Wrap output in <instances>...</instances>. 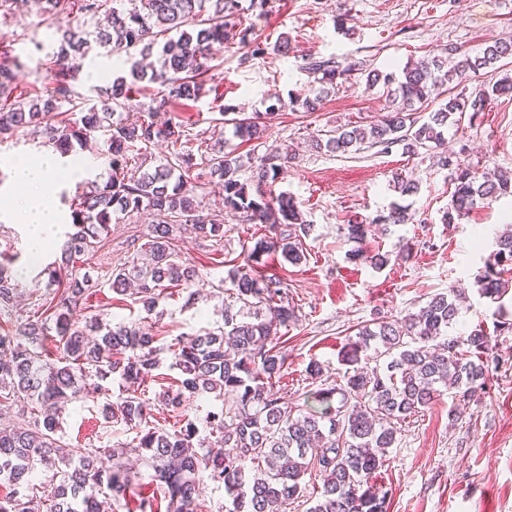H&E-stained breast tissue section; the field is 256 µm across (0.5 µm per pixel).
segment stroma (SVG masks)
Listing matches in <instances>:
<instances>
[{"label":"stroma","instance_id":"obj_1","mask_svg":"<svg viewBox=\"0 0 512 512\" xmlns=\"http://www.w3.org/2000/svg\"><path fill=\"white\" fill-rule=\"evenodd\" d=\"M344 18L353 28L346 36L336 27ZM256 35L291 39L284 56H268L240 65V52L231 48L216 60L225 105L262 116L261 139L242 142L232 131L224 133L225 151L240 156L264 154L281 147L292 156L273 183L275 192L294 197L312 226L303 240L305 258L293 265L281 256L267 257L264 274L281 279L297 320L284 337L288 360L276 387L286 392L292 406L304 407L307 392L334 385L345 367L341 352L358 327L380 317H404L417 312L430 296L451 288L462 291L459 321L453 335L464 336L482 328L491 336L486 388L478 401L459 405L447 391L430 408L400 424L398 440L386 455L384 467L371 481L387 493L386 512H512V334L497 333L498 318L512 319V292L496 304L481 297L477 280L494 249V240L512 222V196L492 206L476 207L457 224L442 221L453 187L448 171L435 153L409 155L401 147L389 153L371 149L338 157L315 150L313 138L344 125L365 126L384 113L381 89L366 90L362 69L403 67L407 61L443 55L448 44L480 52L492 39L512 38V0H271L268 12L252 20ZM16 35V55L22 66L15 72L20 90L36 96L50 84L41 68L44 46L55 43L51 29L37 15L32 0H17L7 18H0V35ZM336 56L355 64L356 70L324 99L314 112L289 108L271 110L273 96H304L310 78L303 71L306 55ZM138 51L115 57L92 50L83 62L76 86L82 94L110 86L127 73ZM448 149L464 163L487 171L512 170V99H498L486 112L449 129ZM89 166L83 180L63 182L55 203L69 216L70 198L89 189V183L108 175L101 144L82 150ZM416 180L418 191L403 198L391 187L394 173ZM405 201L409 223L373 225L364 242L347 237L348 219L376 215L396 201ZM151 218L141 213L111 224L108 241L76 268L89 275L95 287L82 300L74 316H92L113 322L141 321L169 346L180 336L221 322L223 303L231 302V274L246 262V249L265 232L264 225L244 214L224 213V242L211 243L186 236L177 246L200 272L191 289L167 288L162 314L145 315L132 296L112 291L107 279L113 268L130 260L132 240H145ZM364 257H355V250ZM0 251L13 268H27L23 295H30L39 272L28 255L22 225L0 222ZM391 254V261L374 268L366 254ZM195 304H187L189 291ZM158 368L138 387L149 400L154 425L172 428L162 394L178 376L170 369L171 356L161 353ZM319 362L323 374L311 379L310 362ZM125 391L120 379L104 381L102 389L86 388L68 406L61 420L63 440L74 452L108 448L126 440L122 431H109L102 410L106 402H119ZM461 408L459 419L449 412Z\"/></svg>","mask_w":512,"mask_h":512}]
</instances>
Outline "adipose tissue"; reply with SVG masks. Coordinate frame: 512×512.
Returning a JSON list of instances; mask_svg holds the SVG:
<instances>
[{
  "label": "adipose tissue",
  "mask_w": 512,
  "mask_h": 512,
  "mask_svg": "<svg viewBox=\"0 0 512 512\" xmlns=\"http://www.w3.org/2000/svg\"><path fill=\"white\" fill-rule=\"evenodd\" d=\"M64 166L74 176L84 169L83 163H66L56 154L16 159L11 165V189L0 192V222L24 225L28 250L36 258L44 255L60 231L55 194L57 173Z\"/></svg>",
  "instance_id": "adipose-tissue-1"
}]
</instances>
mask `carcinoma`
Segmentation results:
<instances>
[{
    "instance_id": "obj_1",
    "label": "carcinoma",
    "mask_w": 512,
    "mask_h": 512,
    "mask_svg": "<svg viewBox=\"0 0 512 512\" xmlns=\"http://www.w3.org/2000/svg\"><path fill=\"white\" fill-rule=\"evenodd\" d=\"M35 2L60 34L44 63L51 87L36 97L17 91L14 69L21 62L8 46L0 45V143L29 128L60 153L75 155L88 140L101 137L109 159L107 180L72 199L75 232L65 233V263L95 251L112 218L150 212L154 224L149 240L140 246L148 261L141 264L133 254L112 271L110 288L124 295L136 285L144 311L155 312L167 285L187 286L197 277L195 266L175 249L178 234L188 230L203 241H224V216L206 212L196 196L199 169L208 172L224 208L268 225L269 234L248 249V264L232 272L239 308L226 307L223 325L200 330L166 349L133 323L113 324L97 317L83 325L76 321L73 313L88 290V280L77 273L67 281L51 316L35 311L17 328L24 340L0 334V398L14 401L23 418L16 422L0 416V483L9 488L0 496V512H30L34 502L45 503L49 512H100L104 488L116 502L129 493L137 495L138 512H154V498L137 491L124 462L132 453L152 470L151 484L164 492L166 512H198L202 476L224 485L228 512H282L300 497L302 479L312 472L322 487L308 512H386V495L368 479L384 466L386 450L397 440V424L429 408L450 385L464 402L480 395L488 373L483 356L491 341L480 327L466 336L450 335L460 313V293L450 289L432 295L416 313L359 328L346 344L341 382L316 390L306 407L289 405L274 390L273 380L280 378L287 361L274 341L297 316L283 282L261 274L258 266L263 256L277 253L299 263L304 258L302 238L311 231L290 194L265 190L291 155L277 149L260 156L256 185L250 187L240 181L242 159L224 151L222 136L207 148L195 146L185 122L154 118L156 112L196 100L206 88L223 98L212 62L226 48L243 50L242 65L271 53L288 54V37L270 44L254 36L253 25H245V13L264 14L268 0H248L246 7L242 0ZM73 14L82 19L76 28L66 23ZM94 45L114 54L138 48L144 56L157 55V64L135 62L131 80L115 78L98 105L75 86ZM500 62L512 63V38L493 39L475 56L450 46L446 57L410 60L398 72L391 66L372 69L365 87L383 88L386 113L365 127L328 130L315 140V148L336 155L355 154L365 144L383 153L400 146L410 155L443 149L448 129L460 125L465 113L483 112L504 96L512 99L508 72L474 94L457 91L473 74ZM301 69L314 78L311 96H291L288 106L313 112L354 66L309 55ZM447 82L453 87L429 109V99L440 96L439 88ZM153 85L158 86L155 106L146 116L134 123L114 119L116 107ZM66 104L77 117L56 120ZM425 110V121L414 117ZM231 124L243 140L263 136L255 117L233 118ZM163 143L174 152L156 163L151 149ZM440 161L451 171L454 185L445 224L458 223L479 203L512 193L507 172L489 176L451 155ZM393 190L410 196L418 185L397 173ZM410 220L407 207L394 202L385 214L348 221V238L363 240L369 224ZM511 273L512 227L495 241L478 280L480 295L502 301L509 288L505 275ZM18 287L16 276L0 263V312L13 309ZM51 335L58 351L53 357L44 344ZM370 349L376 359L372 368L361 365V355ZM164 350L172 354L170 368L179 372L180 385L162 400L171 417L181 418V426L171 432L156 427L149 402L131 393L104 405L103 412L107 422L134 432L133 440L87 448L74 456L58 435L59 419L81 383L113 375L139 383L159 367ZM210 395L221 405L206 414V423L218 435L205 451L196 448L199 429L187 412L190 402Z\"/></svg>"
}]
</instances>
